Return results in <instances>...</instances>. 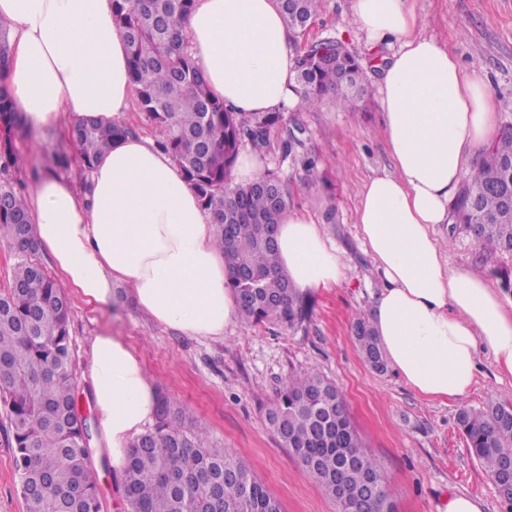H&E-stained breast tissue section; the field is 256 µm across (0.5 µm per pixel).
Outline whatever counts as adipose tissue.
I'll list each match as a JSON object with an SVG mask.
<instances>
[{
    "label": "adipose tissue",
    "instance_id": "ef3b65f1",
    "mask_svg": "<svg viewBox=\"0 0 512 512\" xmlns=\"http://www.w3.org/2000/svg\"><path fill=\"white\" fill-rule=\"evenodd\" d=\"M359 28L388 44L378 81L394 165L366 184L357 210L384 287L371 316L387 360L421 395L455 399L475 382L482 352L512 376V311L488 283L451 269L434 236L447 223L464 173L498 133L494 101L437 39L420 32L409 0H352ZM10 54L0 67L18 112L37 128L110 121L135 97L129 53L112 0H0ZM210 93L238 112L296 107V53L277 0H196L181 21ZM39 247L87 304L113 303L130 287L158 324L197 338L223 336L238 318L213 217L182 170L147 136L118 141L88 174V191L54 172L26 196ZM282 268L300 289L339 283L344 264L317 224L287 213L278 230ZM84 378L99 444L122 471L152 420L157 390L138 351L104 330Z\"/></svg>",
    "mask_w": 512,
    "mask_h": 512
}]
</instances>
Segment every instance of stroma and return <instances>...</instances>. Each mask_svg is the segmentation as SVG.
I'll return each instance as SVG.
<instances>
[{
    "instance_id": "1",
    "label": "stroma",
    "mask_w": 512,
    "mask_h": 512,
    "mask_svg": "<svg viewBox=\"0 0 512 512\" xmlns=\"http://www.w3.org/2000/svg\"><path fill=\"white\" fill-rule=\"evenodd\" d=\"M352 0H322L305 40L336 37L356 52L365 71L364 108L337 110L324 101L311 110L292 109L275 130L264 155L269 167H281L290 182L292 208L307 212L325 238L340 250L344 280L331 288L307 290L311 313L303 330L292 333L273 325L242 320L223 337L194 338L155 324L129 295L98 310L71 295L70 334L74 369L83 372L89 342L107 329L141 354L150 381L165 389L176 407L193 416L212 447L235 453L277 498L282 512H337L335 501L307 475L274 433L266 410L290 375L310 370L333 380L343 394L351 421L377 460L395 503V512H438L443 495L464 494L480 500L482 512H507L493 482L470 454L458 429L460 406L479 407L491 397L512 402V376L497 374L493 358L482 353L477 382L463 400L428 399L405 383L395 369L379 373L362 358L351 332L359 314L369 312L384 286L363 243L356 209L370 177L393 172L376 90L372 59L389 54L387 45L371 44L352 12ZM423 34L446 46L466 72L478 73L497 104L500 123L512 121V0H410ZM302 127L315 173L291 166L281 157L288 129ZM19 147L23 164L12 178L31 187L35 170L47 167L56 151L69 150L60 132L29 130ZM335 207L334 223L323 212ZM450 267L465 268L499 287L512 273V255L477 246L462 230L436 227ZM99 474L101 512H127L123 476L106 455L91 453ZM0 512H25L13 466L12 435L0 409Z\"/></svg>"
}]
</instances>
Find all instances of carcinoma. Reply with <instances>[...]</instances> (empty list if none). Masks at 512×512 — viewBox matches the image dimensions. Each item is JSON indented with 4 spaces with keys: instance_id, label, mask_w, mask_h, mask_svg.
Segmentation results:
<instances>
[{
    "instance_id": "1",
    "label": "carcinoma",
    "mask_w": 512,
    "mask_h": 512,
    "mask_svg": "<svg viewBox=\"0 0 512 512\" xmlns=\"http://www.w3.org/2000/svg\"><path fill=\"white\" fill-rule=\"evenodd\" d=\"M283 21L297 35L315 21L321 0H279ZM194 0H113V20L125 34L137 106L157 127V145L183 170L203 209L216 220L229 286L240 318L298 331L309 317L306 294L281 269L276 234L290 207L281 174L267 169L256 181L232 185L243 146L262 150L284 121L282 112H236L213 97L199 63L187 51L180 27ZM299 106L326 98L354 112L364 96L359 57L336 38L308 42L295 59ZM0 243L16 250L7 286L0 290V400L12 431L18 486L26 512H100L98 474L90 462L89 424L77 408V378L70 338L71 302L35 261L33 224L24 187L10 176L23 162L12 135L26 133L22 113L0 87ZM123 123L95 118L73 122L75 157L53 156L58 169L71 160L86 170L130 135ZM476 243L512 254V125L479 157L455 209ZM355 342L373 369L386 357L373 320L352 326ZM280 440L304 471L351 512L336 493L343 475L357 491L373 474L377 493L362 512H393L385 477L351 423L343 395L315 371L295 374L267 411ZM193 418L160 389L153 429L132 444L123 471L128 512H282L254 473L235 455L208 444ZM470 453L496 479L512 458V405L490 399L457 415Z\"/></svg>"
}]
</instances>
